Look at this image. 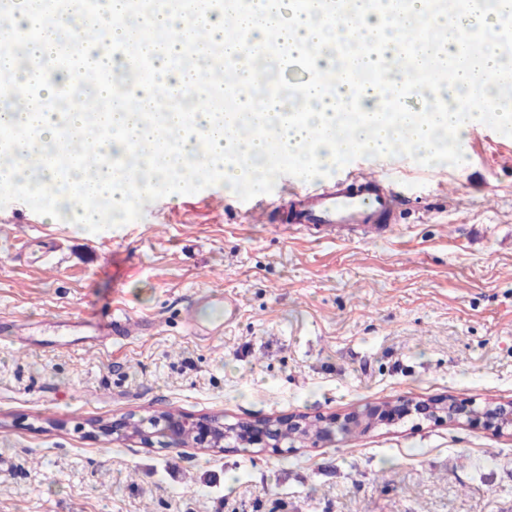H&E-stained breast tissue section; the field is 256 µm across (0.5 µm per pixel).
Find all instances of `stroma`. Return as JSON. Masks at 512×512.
Returning <instances> with one entry per match:
<instances>
[{
  "instance_id": "35a3bbf8",
  "label": "stroma",
  "mask_w": 512,
  "mask_h": 512,
  "mask_svg": "<svg viewBox=\"0 0 512 512\" xmlns=\"http://www.w3.org/2000/svg\"><path fill=\"white\" fill-rule=\"evenodd\" d=\"M454 165L358 153L291 163L259 192L210 176L155 190L123 222L45 220L0 186V512H512V439L408 419L329 447H144L91 421L167 411L327 416L409 395L512 400V123L472 126ZM375 172L406 205L386 238L282 224L281 191ZM237 320L196 336L200 295ZM130 310L146 329L103 352L48 330Z\"/></svg>"
}]
</instances>
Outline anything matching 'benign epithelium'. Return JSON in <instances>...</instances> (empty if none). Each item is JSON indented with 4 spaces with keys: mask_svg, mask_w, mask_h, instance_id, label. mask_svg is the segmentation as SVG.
<instances>
[{
    "mask_svg": "<svg viewBox=\"0 0 512 512\" xmlns=\"http://www.w3.org/2000/svg\"><path fill=\"white\" fill-rule=\"evenodd\" d=\"M472 406L473 402H464L452 395L419 400L404 396L363 408L353 407L325 419L312 420L301 413L236 423H225L209 417H150L141 419V425L136 430L128 428L123 419L111 422L96 420L91 423V428L92 433L110 437L114 442L136 441L150 447L154 438L163 436L173 447L203 448L217 452L237 447L242 438L248 440L250 447L263 449L281 448L287 441L303 447L308 444H329L335 442L339 434H367L408 417L453 425L481 424L496 435L512 438V400L488 401L476 412L472 411Z\"/></svg>",
    "mask_w": 512,
    "mask_h": 512,
    "instance_id": "obj_1",
    "label": "benign epithelium"
}]
</instances>
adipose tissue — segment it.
<instances>
[{"label": "adipose tissue", "mask_w": 512, "mask_h": 512, "mask_svg": "<svg viewBox=\"0 0 512 512\" xmlns=\"http://www.w3.org/2000/svg\"><path fill=\"white\" fill-rule=\"evenodd\" d=\"M52 11V0H15L12 13L0 16V74L14 72V33L27 27L31 36L25 45L26 76L36 79L39 88L37 100L27 101L22 111L0 113V136L10 135L16 147L9 157L0 158V184L42 199L44 214L53 222L89 227L114 214H130L141 194L157 188V173L170 179L217 174L228 192H236L244 184H257L273 143L280 159L305 170L335 164L352 151L379 155L396 145L432 164L439 156L438 131L461 141L488 113L512 112V97L487 93L501 75L503 61L486 37L487 31L512 26V0H496L491 7L486 0H460L458 8L442 12L430 11L425 0H403L401 9L385 13L365 10L363 0H349L347 10L331 15L321 0H248L239 13L235 38L226 37L223 17L204 11L131 17L126 0H107L105 11L93 16L74 8L80 30L107 33L115 44L137 30L152 41L171 31L179 33V40L168 41L167 56L149 59L169 94L193 87L192 72L172 69L170 57L181 51L182 39L202 29L207 30L209 43L223 44L232 55L262 47L270 31H278L287 41L289 57L308 77L299 84L296 97L267 96L252 112L254 131L246 139L227 133L223 113L208 111L201 103L190 112L166 113L159 128L144 124L138 113L114 106L99 114L94 137L99 148L137 155L138 165L121 173L96 166L70 173L64 184L55 175V163L49 162L41 180L23 182L19 175L27 161H38L45 145L60 141L58 115L48 104L68 75H48L43 66L56 37L55 28L44 24ZM409 37L423 38V54L400 56L401 44ZM336 38L357 47L373 42V51L360 54L358 63L374 74L375 83L327 85L336 67L323 48ZM465 41L472 42L475 51L452 80L439 85L424 79L425 58L447 61L461 53ZM385 88L419 96L422 112L381 111Z\"/></svg>", "instance_id": "ef3b65f1"}]
</instances>
